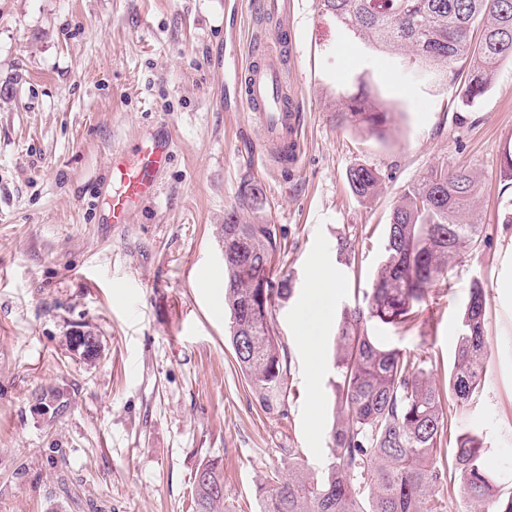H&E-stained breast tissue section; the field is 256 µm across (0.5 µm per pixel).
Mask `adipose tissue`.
Returning <instances> with one entry per match:
<instances>
[{
    "instance_id": "adipose-tissue-1",
    "label": "adipose tissue",
    "mask_w": 512,
    "mask_h": 512,
    "mask_svg": "<svg viewBox=\"0 0 512 512\" xmlns=\"http://www.w3.org/2000/svg\"><path fill=\"white\" fill-rule=\"evenodd\" d=\"M336 293V285L322 263H315L312 268L311 291L297 313L299 341L307 348L312 359L311 372H318L316 361L318 355L322 325L326 322Z\"/></svg>"
}]
</instances>
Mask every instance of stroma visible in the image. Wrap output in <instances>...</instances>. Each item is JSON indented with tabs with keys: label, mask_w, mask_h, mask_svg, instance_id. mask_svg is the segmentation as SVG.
Instances as JSON below:
<instances>
[{
	"label": "stroma",
	"mask_w": 512,
	"mask_h": 512,
	"mask_svg": "<svg viewBox=\"0 0 512 512\" xmlns=\"http://www.w3.org/2000/svg\"><path fill=\"white\" fill-rule=\"evenodd\" d=\"M290 3L288 68L305 120L301 161L285 171L250 164L258 123L224 105V75L257 32L251 0H0V512H190L194 473L212 458L223 462L231 512H259L262 480L286 471L289 455L325 469L336 321L365 307L404 189L442 165L479 176L483 244L450 265L414 326L369 329L446 386L461 311L481 282L485 378L453 425L479 435L498 494H512V291L501 286L512 223L499 197L512 61L464 111L458 80L414 77L406 59L337 26L318 0ZM361 80L394 114L386 138L332 117ZM160 121L173 140L162 191L130 223H103L113 151ZM357 165L383 176L372 200L348 187ZM248 184L261 190L253 209L240 206ZM232 210L275 226L276 276L294 286L274 311L287 361L281 416L260 409L226 340L217 231ZM343 236L356 242L348 266L336 260ZM317 260L337 288L313 376L295 314ZM78 325L102 340L95 365L66 346ZM47 385L71 400L51 423L29 403Z\"/></svg>",
	"instance_id": "obj_1"
}]
</instances>
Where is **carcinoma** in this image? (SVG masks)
I'll use <instances>...</instances> for the list:
<instances>
[{"instance_id":"cac0c4a2","label":"carcinoma","mask_w":512,"mask_h":512,"mask_svg":"<svg viewBox=\"0 0 512 512\" xmlns=\"http://www.w3.org/2000/svg\"><path fill=\"white\" fill-rule=\"evenodd\" d=\"M320 9L364 42L406 52L425 73L454 78L466 70L461 104L491 88L499 64L512 60V0H319ZM481 36L472 41L474 25ZM338 125L382 138L392 121L384 103L364 86L336 105ZM352 193H377L381 175L359 165L347 173ZM477 177L464 169H430L408 186L385 225L382 262L366 308L345 309L337 324L332 461L321 476L295 461L288 476L265 477L260 512H447L461 496L470 512H512V496L497 494L480 440L451 432L443 391L423 361L369 334L374 322L395 330L419 317L430 289L447 279L448 265L481 242L473 218ZM224 246V308L235 362L259 407L279 414L286 388L276 301L287 300L291 279L272 278L278 238L272 224H246L237 212L220 225ZM488 349L485 289H470L448 399L462 404L480 388ZM193 512H226L223 467L202 462L194 474Z\"/></svg>"}]
</instances>
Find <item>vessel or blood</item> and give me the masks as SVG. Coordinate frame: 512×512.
Returning <instances> with one entry per match:
<instances>
[{"mask_svg":"<svg viewBox=\"0 0 512 512\" xmlns=\"http://www.w3.org/2000/svg\"><path fill=\"white\" fill-rule=\"evenodd\" d=\"M285 7L284 0H254L252 11L257 23L275 26ZM287 51L288 38L275 26L272 34L254 40L248 63L234 72L236 103L251 112L260 127L259 151L276 157L283 167L298 161L303 126L302 112L287 95L288 76L282 63ZM143 137L144 144L112 154L105 177L110 185L107 223H130L134 212L160 191L161 174L172 153V137L159 128L144 132Z\"/></svg>","mask_w":512,"mask_h":512,"instance_id":"obj_1","label":"vessel or blood"}]
</instances>
